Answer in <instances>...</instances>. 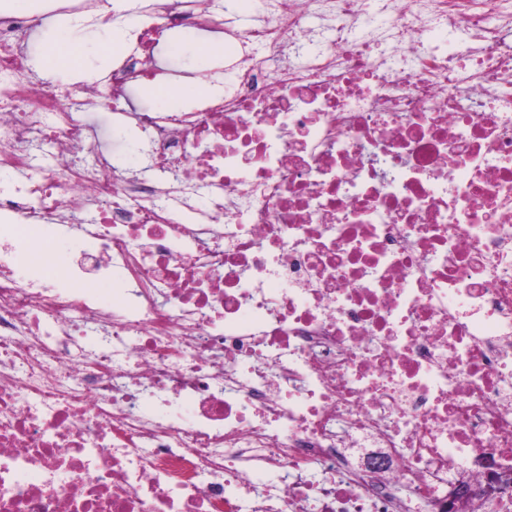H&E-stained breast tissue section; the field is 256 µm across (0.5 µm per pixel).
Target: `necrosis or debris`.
Listing matches in <instances>:
<instances>
[{
  "label": "necrosis or debris",
  "mask_w": 512,
  "mask_h": 512,
  "mask_svg": "<svg viewBox=\"0 0 512 512\" xmlns=\"http://www.w3.org/2000/svg\"><path fill=\"white\" fill-rule=\"evenodd\" d=\"M253 11L140 0L108 78L127 177L94 94L31 79L0 10V218L27 251L77 238L68 288L0 253V512H447L457 475L512 512V0ZM60 15L124 21L39 0ZM188 27L226 55L214 93L136 107L184 78ZM181 81V80H180ZM173 83L172 86H180L183 82ZM155 85H145L137 95V103L146 107H153L157 110H189L206 99L211 93V87L204 82H195L190 89L182 92V88H173L165 93L170 97L180 94L174 98H163V93L159 87ZM154 88L156 90L154 91Z\"/></svg>",
  "instance_id": "necrosis-or-debris-1"
}]
</instances>
